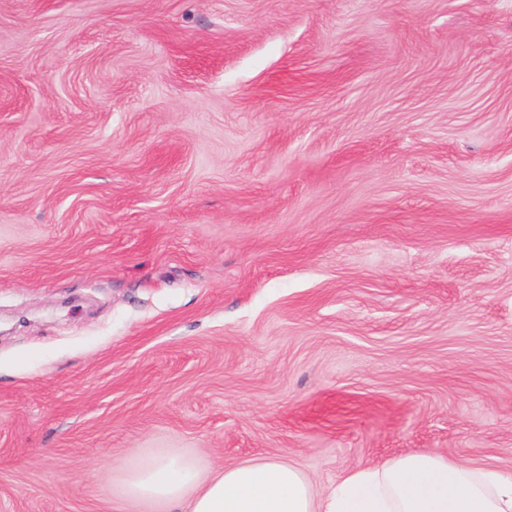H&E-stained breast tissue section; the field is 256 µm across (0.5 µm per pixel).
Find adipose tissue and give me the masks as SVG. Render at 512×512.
Here are the masks:
<instances>
[{
    "instance_id": "obj_1",
    "label": "adipose tissue",
    "mask_w": 512,
    "mask_h": 512,
    "mask_svg": "<svg viewBox=\"0 0 512 512\" xmlns=\"http://www.w3.org/2000/svg\"><path fill=\"white\" fill-rule=\"evenodd\" d=\"M112 485L135 512H512V474L430 452L348 471L322 495L279 459L213 468L172 452L134 457Z\"/></svg>"
}]
</instances>
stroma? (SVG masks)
I'll list each match as a JSON object with an SVG mask.
<instances>
[{"label":"stroma","instance_id":"obj_1","mask_svg":"<svg viewBox=\"0 0 512 512\" xmlns=\"http://www.w3.org/2000/svg\"><path fill=\"white\" fill-rule=\"evenodd\" d=\"M157 448L512 472V0H0V512Z\"/></svg>","mask_w":512,"mask_h":512}]
</instances>
